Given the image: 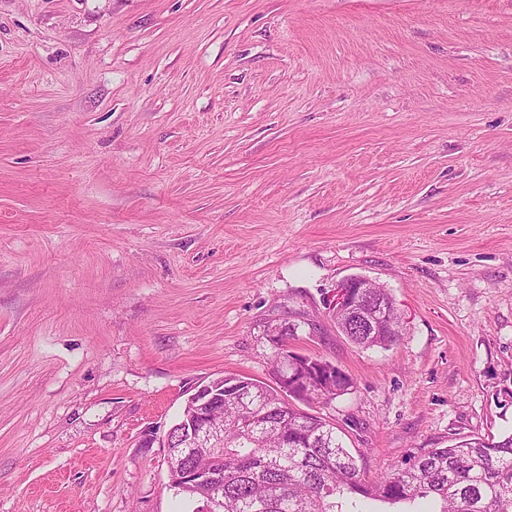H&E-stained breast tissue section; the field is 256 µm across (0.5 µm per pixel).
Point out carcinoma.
<instances>
[{
    "instance_id": "cac0c4a2",
    "label": "carcinoma",
    "mask_w": 512,
    "mask_h": 512,
    "mask_svg": "<svg viewBox=\"0 0 512 512\" xmlns=\"http://www.w3.org/2000/svg\"><path fill=\"white\" fill-rule=\"evenodd\" d=\"M393 321L378 336H351L362 347L388 348L401 334L394 299L386 298ZM263 392L271 411L258 437L246 429L260 412L224 401V458L216 469L220 512H366V501L396 505L429 499L434 512H512V433L499 439L455 438L443 448L412 454L392 473L370 480L344 447L336 428L316 414L285 406L277 388L248 377ZM349 383L312 378L305 389L288 393L301 402L336 399Z\"/></svg>"
}]
</instances>
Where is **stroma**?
Listing matches in <instances>:
<instances>
[{
	"label": "stroma",
	"instance_id": "obj_1",
	"mask_svg": "<svg viewBox=\"0 0 512 512\" xmlns=\"http://www.w3.org/2000/svg\"><path fill=\"white\" fill-rule=\"evenodd\" d=\"M284 324L369 478L512 432V0H0V512H195L159 443ZM373 285L364 277H349L342 280L332 293L328 308L332 316L342 313L349 318L348 324H342L344 331L341 329L340 331L350 341L362 347L386 349L398 340L401 334V324L398 320L394 298L384 297L393 326L389 330L383 327L380 331L381 336H376L379 324L384 319L385 306L382 302H374L369 298L367 289L374 288ZM368 304L370 306H367Z\"/></svg>",
	"mask_w": 512,
	"mask_h": 512
}]
</instances>
